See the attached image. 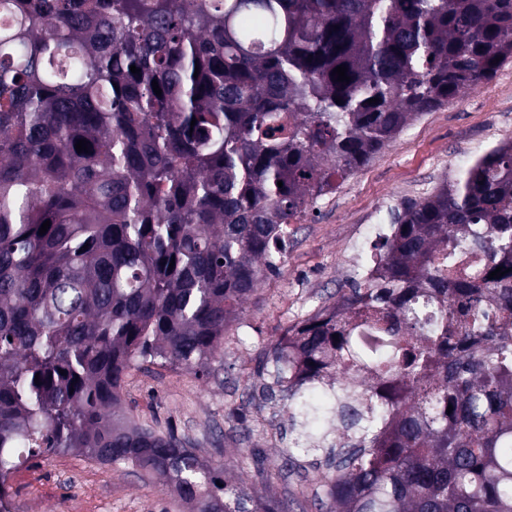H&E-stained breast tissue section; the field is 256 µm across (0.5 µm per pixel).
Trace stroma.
Instances as JSON below:
<instances>
[{
    "mask_svg": "<svg viewBox=\"0 0 512 512\" xmlns=\"http://www.w3.org/2000/svg\"><path fill=\"white\" fill-rule=\"evenodd\" d=\"M512 138V62L496 77L413 121L387 148L319 198L291 227L278 275L242 305L211 361L209 374L170 365L129 371L122 407L138 424L171 433L197 448L256 499L287 498L292 512H324L303 477L283 467L288 403L251 399L267 382L265 353L289 327L347 292L349 264L369 260L378 237L366 231L386 198L417 199L467 167L479 154ZM246 407L247 420H228ZM9 492L17 512H193L172 486L132 468L78 454L28 461L14 472Z\"/></svg>",
    "mask_w": 512,
    "mask_h": 512,
    "instance_id": "35a3bbf8",
    "label": "stroma"
}]
</instances>
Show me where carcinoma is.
I'll list each match as a JSON object with an SVG mask.
<instances>
[{"mask_svg": "<svg viewBox=\"0 0 512 512\" xmlns=\"http://www.w3.org/2000/svg\"><path fill=\"white\" fill-rule=\"evenodd\" d=\"M510 61L512 0H0V512L65 453L288 512L119 413L128 372H208L307 205ZM374 264L274 351L285 466L324 453L327 512H512V140L396 209ZM367 374L403 393L359 412Z\"/></svg>", "mask_w": 512, "mask_h": 512, "instance_id": "cac0c4a2", "label": "carcinoma"}]
</instances>
